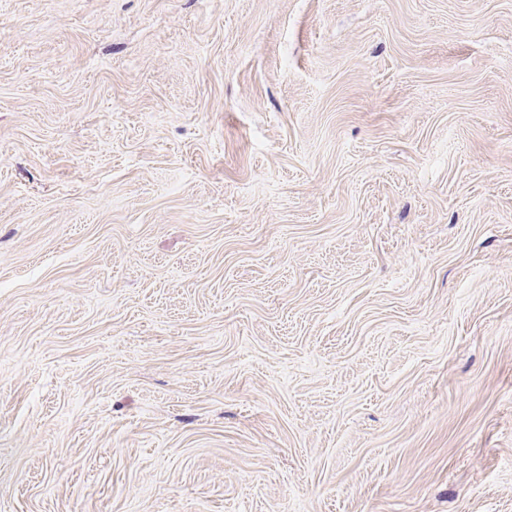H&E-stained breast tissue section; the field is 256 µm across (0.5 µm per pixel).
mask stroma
Wrapping results in <instances>:
<instances>
[{"mask_svg":"<svg viewBox=\"0 0 512 512\" xmlns=\"http://www.w3.org/2000/svg\"><path fill=\"white\" fill-rule=\"evenodd\" d=\"M0 512H512V0H0Z\"/></svg>","mask_w":512,"mask_h":512,"instance_id":"obj_1","label":"stroma"}]
</instances>
